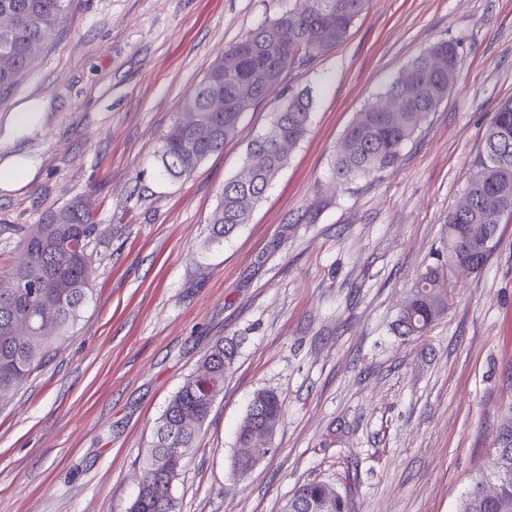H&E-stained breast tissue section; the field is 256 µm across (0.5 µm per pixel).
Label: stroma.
I'll use <instances>...</instances> for the list:
<instances>
[{"label":"stroma","instance_id":"stroma-1","mask_svg":"<svg viewBox=\"0 0 512 512\" xmlns=\"http://www.w3.org/2000/svg\"><path fill=\"white\" fill-rule=\"evenodd\" d=\"M299 5L73 0L59 39L0 96V165L27 164L0 183V272L22 258L12 225L84 195L100 226L73 338L0 401V512H127L166 404L222 339L237 355L186 451L176 512H284L310 480L347 494L350 512H457L493 472L512 418V221L423 335L395 321L443 245L496 105L512 99V0H369L223 150L165 176L163 138L209 65ZM450 38L463 42L457 83L399 164L339 184L332 162L356 113ZM305 89V138L249 223L215 239L225 182ZM29 103L33 123L9 127ZM262 389L284 418L241 476L236 432Z\"/></svg>","mask_w":512,"mask_h":512}]
</instances>
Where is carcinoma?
<instances>
[{"mask_svg":"<svg viewBox=\"0 0 512 512\" xmlns=\"http://www.w3.org/2000/svg\"><path fill=\"white\" fill-rule=\"evenodd\" d=\"M73 0H0V92L11 90L32 67L38 54L54 42ZM367 0H302V6L261 25L224 49L206 71L182 110L197 115L206 126L204 137L176 121L164 137L161 164L164 172L180 178L190 175L209 155L223 149L237 132L243 115L237 88L252 92L248 109L275 93L286 73L299 68L343 42L354 21L365 11ZM288 41V52L281 51ZM462 43L441 40L405 64L382 94L384 101L370 103L346 129L343 146L333 163L340 183L368 177L395 167L408 141L430 113L448 96L458 73ZM237 58L235 73L224 77V56ZM224 101V111H210L211 103ZM312 108L309 92L292 94L277 112L271 127L247 147L243 174L226 182L220 203L211 216L215 235L228 237L250 221L257 203L275 176L287 165V148L306 135ZM465 191L470 207L452 209L445 220L443 249L420 272L412 296L397 318L402 336H419L448 308L451 278L464 266H484L492 250L469 243L466 224L490 225L495 236L499 224L512 219V99L500 102L485 130L473 160ZM19 236L23 259L0 274V399L16 390L23 379L42 366L49 352L72 336L85 305L92 253L89 246L99 231L90 202L76 197L42 215L36 224H10ZM237 353L232 341H219L200 367L186 378L169 400L159 421L142 468L136 498L129 512H174L172 487L183 459L174 449L189 448L207 419L211 399L199 387L206 377L224 387V371ZM197 425L185 424L188 417ZM283 418L280 397L258 391L242 425L236 447L248 443L251 424L279 426ZM491 478L482 477L463 496L458 512H512V423L501 428ZM497 484L489 497L481 485ZM286 512H349L348 502L336 487L310 481L299 485L289 498Z\"/></svg>","mask_w":512,"mask_h":512,"instance_id":"obj_1","label":"carcinoma"}]
</instances>
